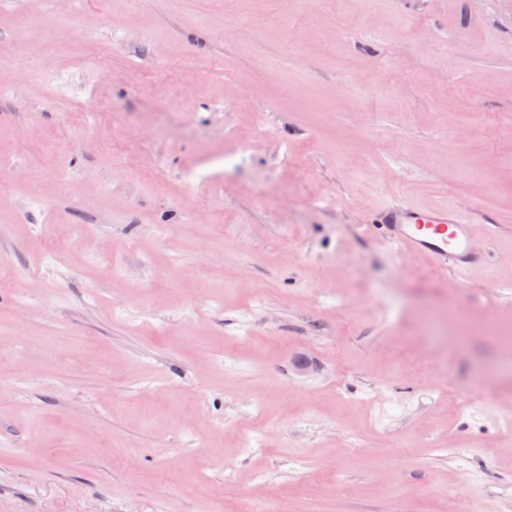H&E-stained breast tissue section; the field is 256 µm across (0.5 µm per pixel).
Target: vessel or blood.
I'll use <instances>...</instances> for the list:
<instances>
[{
    "label": "vessel or blood",
    "instance_id": "b4317fda",
    "mask_svg": "<svg viewBox=\"0 0 512 512\" xmlns=\"http://www.w3.org/2000/svg\"><path fill=\"white\" fill-rule=\"evenodd\" d=\"M375 220L385 243L399 245L409 255L427 256L438 270L465 274L487 262L488 251L472 245L467 213L399 203L379 209Z\"/></svg>",
    "mask_w": 512,
    "mask_h": 512
}]
</instances>
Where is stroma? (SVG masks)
Here are the masks:
<instances>
[{
    "instance_id": "obj_1",
    "label": "stroma",
    "mask_w": 512,
    "mask_h": 512,
    "mask_svg": "<svg viewBox=\"0 0 512 512\" xmlns=\"http://www.w3.org/2000/svg\"><path fill=\"white\" fill-rule=\"evenodd\" d=\"M510 410L512 0H0V512H512ZM386 244H397L409 255H425L438 270L465 274L484 266L488 250L472 246L467 213L453 208L420 209L406 203L387 205L375 214Z\"/></svg>"
}]
</instances>
